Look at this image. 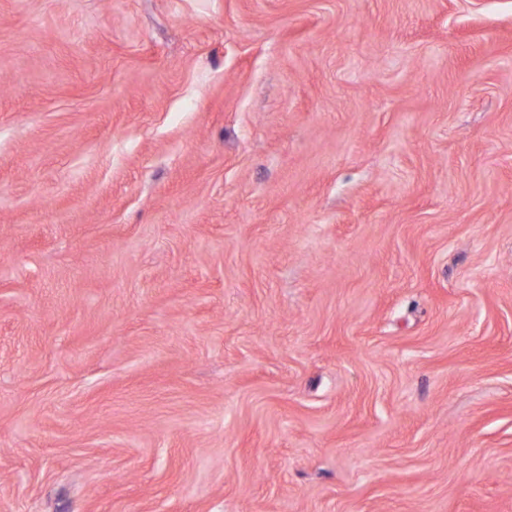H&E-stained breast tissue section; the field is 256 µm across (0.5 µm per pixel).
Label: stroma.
Listing matches in <instances>:
<instances>
[{
	"instance_id": "1",
	"label": "stroma",
	"mask_w": 512,
	"mask_h": 512,
	"mask_svg": "<svg viewBox=\"0 0 512 512\" xmlns=\"http://www.w3.org/2000/svg\"><path fill=\"white\" fill-rule=\"evenodd\" d=\"M0 512H512V0H0Z\"/></svg>"
}]
</instances>
